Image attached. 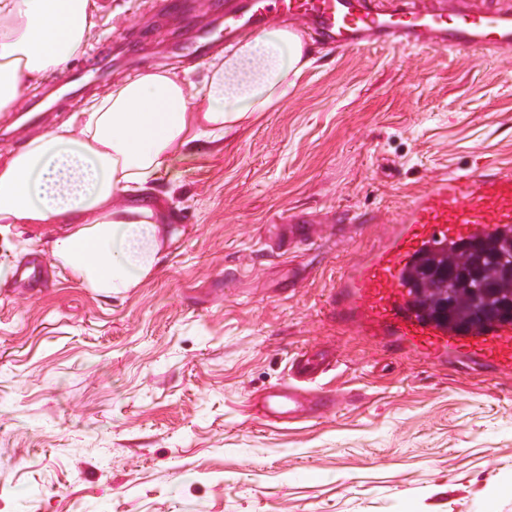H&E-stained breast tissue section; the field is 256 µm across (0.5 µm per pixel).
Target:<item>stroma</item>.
Segmentation results:
<instances>
[{
    "mask_svg": "<svg viewBox=\"0 0 512 512\" xmlns=\"http://www.w3.org/2000/svg\"><path fill=\"white\" fill-rule=\"evenodd\" d=\"M98 28L58 76L0 112V153L59 126L113 85L164 68L199 81L208 58L174 57L190 29L224 20L186 0H95ZM287 98L173 156L156 206L178 232L154 276L112 297L53 267L47 234H0V257L38 279L0 287V512H512V375L489 379L390 358L336 327V273L377 245L442 174L512 168V51L332 50ZM304 211L319 245L281 253L273 218ZM341 211L371 223H336ZM334 351L317 387L342 407L270 425L256 392L302 350Z\"/></svg>",
    "mask_w": 512,
    "mask_h": 512,
    "instance_id": "35a3bbf8",
    "label": "stroma"
}]
</instances>
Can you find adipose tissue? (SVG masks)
I'll return each instance as SVG.
<instances>
[{"label":"adipose tissue","instance_id":"obj_1","mask_svg":"<svg viewBox=\"0 0 512 512\" xmlns=\"http://www.w3.org/2000/svg\"><path fill=\"white\" fill-rule=\"evenodd\" d=\"M97 26L93 0H0V112L81 55ZM312 62L304 33L280 27L216 55L198 93L163 69L113 86L0 156V227L49 229L54 264L74 283L125 294L155 274L172 234L160 212L133 195L154 192L174 154L273 109Z\"/></svg>","mask_w":512,"mask_h":512}]
</instances>
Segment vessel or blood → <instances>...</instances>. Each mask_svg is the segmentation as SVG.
Instances as JSON below:
<instances>
[{"instance_id":"1","label":"vessel or blood","mask_w":512,"mask_h":512,"mask_svg":"<svg viewBox=\"0 0 512 512\" xmlns=\"http://www.w3.org/2000/svg\"><path fill=\"white\" fill-rule=\"evenodd\" d=\"M208 6L223 15L228 35L242 38L288 19L344 51L512 49V0H208ZM283 221L289 243L315 244L307 215L291 213ZM510 228L511 172L443 175L398 212L381 243L341 268L327 300L328 317L349 332L375 339L395 358L415 354L442 369L476 366L490 374H511L512 322L449 326L415 306L407 280L413 261L428 249ZM330 359L321 351L294 357L287 382L255 398L256 415L272 424L339 407L338 392L314 395L308 389Z\"/></svg>"}]
</instances>
